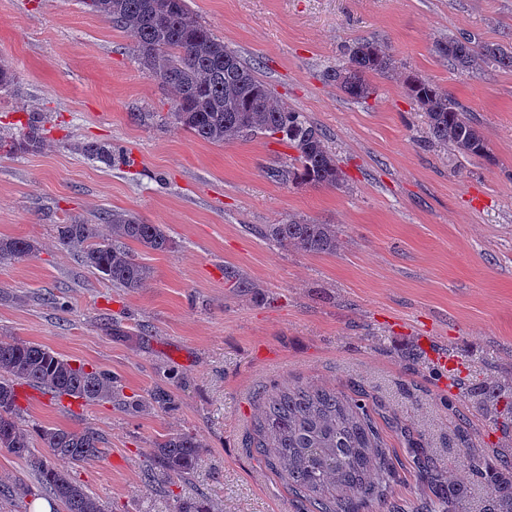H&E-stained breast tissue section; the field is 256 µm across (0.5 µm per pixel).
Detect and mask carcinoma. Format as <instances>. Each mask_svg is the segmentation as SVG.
Returning <instances> with one entry per match:
<instances>
[{
	"instance_id": "cac0c4a2",
	"label": "carcinoma",
	"mask_w": 512,
	"mask_h": 512,
	"mask_svg": "<svg viewBox=\"0 0 512 512\" xmlns=\"http://www.w3.org/2000/svg\"><path fill=\"white\" fill-rule=\"evenodd\" d=\"M86 7L112 22L134 45L142 69L157 77L175 94L174 124L210 143H226L259 135L279 138L296 152L273 168L276 182L339 188L344 175L330 150L325 133L301 112L274 99L255 67L216 37L192 13L187 0H88ZM435 52L456 70L477 73L488 65L512 70V46L480 43L472 37H443ZM346 61L328 78L349 98L364 101L375 93L368 76L397 71L388 47L359 39L345 49ZM412 96L422 105L431 143L461 156H481L488 143L447 91L419 78L407 80ZM40 117L28 118L26 131L14 139L15 149L43 145ZM84 152L110 166L116 162L112 146L92 143ZM108 234L97 224H59L61 246L76 249L83 264L112 285L135 292L152 278V270L132 254L129 244L166 252L171 237L161 224H144L124 211L105 215ZM263 236L278 246L304 254H334L340 248L337 225L291 217L269 224ZM33 252L25 239L0 238V262L21 259ZM28 385L90 404L119 394L108 373L73 364L43 345L19 338L0 339V448L35 472L41 483L64 505L65 512H106V506L73 481L69 473L33 451L17 386ZM461 397L477 405L506 442L512 441V377L470 383ZM171 403V396L155 392L143 403H128L139 413ZM253 444L280 471L288 488L307 501L310 512H365L375 501L388 499L396 467L379 428L362 400L338 395L318 386L277 388L262 397L253 425ZM53 456L73 464L103 455L100 435L45 427L39 431ZM206 445L189 432H173L155 441L148 454L144 479L148 486L175 485L196 473ZM417 468L433 495L427 512H512V448L466 449L463 466L488 489L474 505L471 487L448 478L445 466L423 449L415 450ZM176 512H214L204 498L177 499Z\"/></svg>"
}]
</instances>
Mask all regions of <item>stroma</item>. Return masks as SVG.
Wrapping results in <instances>:
<instances>
[{
  "mask_svg": "<svg viewBox=\"0 0 512 512\" xmlns=\"http://www.w3.org/2000/svg\"><path fill=\"white\" fill-rule=\"evenodd\" d=\"M199 21L255 67L273 94L326 134L346 174L340 188L272 181L291 153L270 137L211 144L168 118L172 94L140 66L124 33L81 0H0V237L31 256L0 263V336L46 346L116 377L124 396L171 392L167 408L128 413L20 387L33 426L98 431L104 454L69 466L109 512H170L207 497L217 512H306L249 446L262 391L322 384L364 390L397 469L370 512H420L425 488L396 422L450 471L463 447L499 434L461 401L454 380L512 377V71L454 70L437 39L464 33L512 45V0H188ZM387 44L396 76L372 77L357 102L328 79L355 38ZM429 80L464 106L483 157L431 145L407 78ZM41 150L11 149L29 113ZM105 143L108 166L83 145ZM129 212L167 227L169 252L136 249L153 277L112 287L60 246L56 227ZM298 216L339 228L333 255L282 249L261 228ZM118 318L124 333L104 329ZM459 360L447 373L433 359ZM200 437L196 474L144 485L161 435Z\"/></svg>",
  "mask_w": 512,
  "mask_h": 512,
  "instance_id": "stroma-1",
  "label": "stroma"
}]
</instances>
